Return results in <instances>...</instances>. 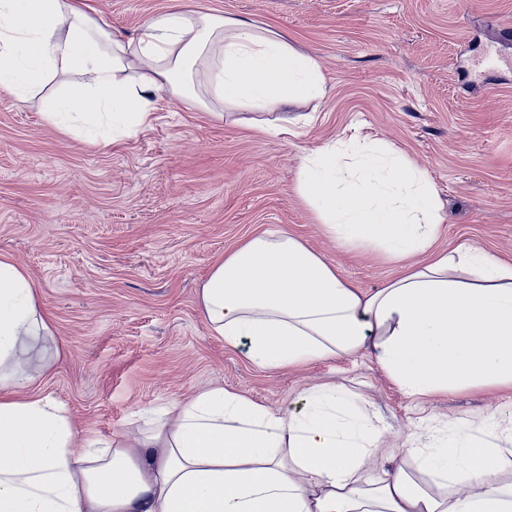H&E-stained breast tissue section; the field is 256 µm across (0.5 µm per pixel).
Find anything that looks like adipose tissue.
I'll list each match as a JSON object with an SVG mask.
<instances>
[{
	"instance_id": "adipose-tissue-1",
	"label": "adipose tissue",
	"mask_w": 512,
	"mask_h": 512,
	"mask_svg": "<svg viewBox=\"0 0 512 512\" xmlns=\"http://www.w3.org/2000/svg\"><path fill=\"white\" fill-rule=\"evenodd\" d=\"M75 81L42 96L56 75ZM0 94L40 97L45 120L92 142L147 124L161 95L261 113L325 94L318 63L278 32L172 5L128 38L81 0H0ZM298 190L327 236L398 266L368 291L292 231L224 254L199 291L214 335L266 369L375 357L405 393L512 386V263L438 248L436 193L405 155L352 140L302 159ZM27 275L0 260V512H512V427H468L410 448L435 484L404 468L363 482L381 429L329 386L282 412L214 387L148 418L139 437H90L16 363L49 334Z\"/></svg>"
}]
</instances>
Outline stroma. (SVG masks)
I'll use <instances>...</instances> for the list:
<instances>
[{"instance_id": "obj_1", "label": "stroma", "mask_w": 512, "mask_h": 512, "mask_svg": "<svg viewBox=\"0 0 512 512\" xmlns=\"http://www.w3.org/2000/svg\"><path fill=\"white\" fill-rule=\"evenodd\" d=\"M279 32L320 65L326 95L272 111L287 134L161 97L148 125L97 145L48 124L37 102L0 96V259L39 292L51 334L32 392L51 395L104 439L208 386L283 410L333 384L409 447L458 424L512 425V391L405 394L373 359L340 356L263 369L214 335L198 290L239 240L284 226L360 287L391 265L327 238L297 190L302 156L338 140L403 153L434 186L440 243L512 258V0H85L138 36L173 2Z\"/></svg>"}]
</instances>
